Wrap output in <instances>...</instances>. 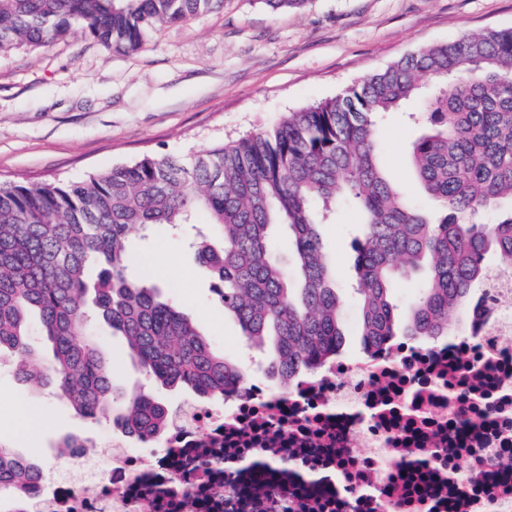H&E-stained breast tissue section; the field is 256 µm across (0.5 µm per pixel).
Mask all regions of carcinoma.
<instances>
[{
    "mask_svg": "<svg viewBox=\"0 0 512 512\" xmlns=\"http://www.w3.org/2000/svg\"><path fill=\"white\" fill-rule=\"evenodd\" d=\"M223 0H0V52L40 47L75 31L118 52L150 30ZM414 103L421 134L408 148L422 191L418 209L380 167L382 115ZM512 204V28L425 47L335 97L272 127L187 159L147 156L80 182L0 183V352L27 385H51L84 420L111 419L144 438L170 410L150 392L116 393L89 332L90 315L125 337L130 358L161 387L206 404L245 369L216 354L194 323L161 300L145 270L127 274L129 237L154 224H193L200 212L218 244L201 241L199 266L247 343L269 342L270 369L292 379L344 343L345 298L319 231L339 203L360 216L354 301L361 345L391 336L417 343L448 334V313L472 310V292L512 272V208L495 224L484 209ZM288 229V267L271 231ZM424 272L405 327L396 281ZM40 318L53 358L37 362L29 317ZM38 465L0 444V491L32 488Z\"/></svg>",
    "mask_w": 512,
    "mask_h": 512,
    "instance_id": "1",
    "label": "carcinoma"
}]
</instances>
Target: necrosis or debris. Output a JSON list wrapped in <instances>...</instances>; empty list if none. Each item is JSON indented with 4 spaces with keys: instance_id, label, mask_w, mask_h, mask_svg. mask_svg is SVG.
I'll return each instance as SVG.
<instances>
[{
    "instance_id": "4bbe7bcc",
    "label": "necrosis or debris",
    "mask_w": 512,
    "mask_h": 512,
    "mask_svg": "<svg viewBox=\"0 0 512 512\" xmlns=\"http://www.w3.org/2000/svg\"><path fill=\"white\" fill-rule=\"evenodd\" d=\"M512 278L464 335L393 337L287 388L252 377L178 407L165 435L0 512H512Z\"/></svg>"
}]
</instances>
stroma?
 <instances>
[{"mask_svg": "<svg viewBox=\"0 0 512 512\" xmlns=\"http://www.w3.org/2000/svg\"><path fill=\"white\" fill-rule=\"evenodd\" d=\"M512 28V0H308L274 12L263 0H224L222 8L149 31L141 47L116 52L83 32L42 47L0 53V183L81 181L146 155L185 157L266 129L288 113L335 96L367 74L421 48L489 29ZM420 133L399 112L378 126L381 165L426 209L407 161ZM357 213L336 210L320 232L336 286L353 276ZM128 248L151 270L163 298L192 319L212 348L234 362L252 355L240 328L198 267L187 236L167 225L132 236ZM97 348L125 394L151 391L170 407L184 393L162 388L133 363L122 337L94 326ZM40 418L34 441L16 434L20 406ZM116 426L74 415L52 389L34 390L0 357V441L55 479H78L58 445L78 434L94 460Z\"/></svg>", "mask_w": 512, "mask_h": 512, "instance_id": "obj_1", "label": "stroma"}]
</instances>
